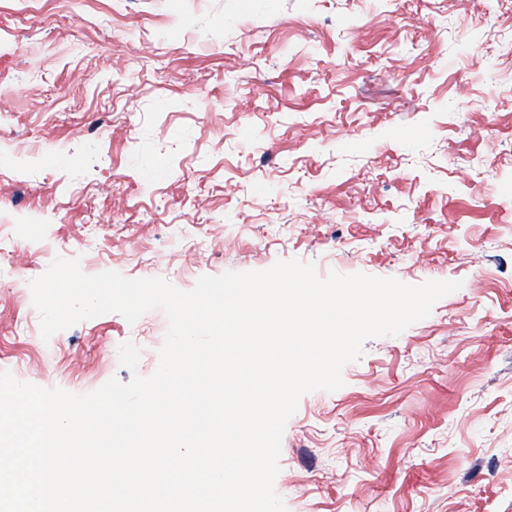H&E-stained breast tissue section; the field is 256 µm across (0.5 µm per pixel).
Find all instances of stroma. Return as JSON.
Segmentation results:
<instances>
[{
  "label": "stroma",
  "instance_id": "1",
  "mask_svg": "<svg viewBox=\"0 0 512 512\" xmlns=\"http://www.w3.org/2000/svg\"><path fill=\"white\" fill-rule=\"evenodd\" d=\"M0 372H155L167 320L43 340L30 280L277 260L459 280L301 397L287 512H512V0H0ZM141 349L136 371L118 347Z\"/></svg>",
  "mask_w": 512,
  "mask_h": 512
}]
</instances>
